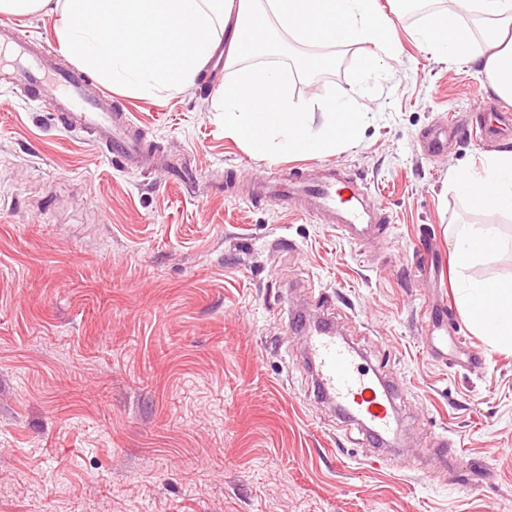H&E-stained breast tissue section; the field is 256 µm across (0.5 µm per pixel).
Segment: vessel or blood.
Returning a JSON list of instances; mask_svg holds the SVG:
<instances>
[{
	"label": "vessel or blood",
	"instance_id": "vessel-or-blood-1",
	"mask_svg": "<svg viewBox=\"0 0 512 512\" xmlns=\"http://www.w3.org/2000/svg\"><path fill=\"white\" fill-rule=\"evenodd\" d=\"M0 51L12 59L14 76L30 100L56 112L63 128L81 131L88 140L106 145L125 165L142 159L143 137L129 113L114 105L110 92L91 90V80L82 72L58 69L46 48L17 29L0 28ZM459 131L455 124L431 130L426 137L428 152L443 150ZM256 195L293 205L304 216L335 225L354 243L375 240L383 231V210L367 188L331 167H319L313 174L289 172L279 186H259ZM300 330L318 393L364 426L372 442L390 444L401 427L395 408L399 386L384 383L374 370L363 367L358 352L328 325L309 322L301 324Z\"/></svg>",
	"mask_w": 512,
	"mask_h": 512
}]
</instances>
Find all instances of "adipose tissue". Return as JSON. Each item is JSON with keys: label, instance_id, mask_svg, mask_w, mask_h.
I'll return each mask as SVG.
<instances>
[{"label": "adipose tissue", "instance_id": "adipose-tissue-1", "mask_svg": "<svg viewBox=\"0 0 512 512\" xmlns=\"http://www.w3.org/2000/svg\"><path fill=\"white\" fill-rule=\"evenodd\" d=\"M385 11L379 0H0V14L18 17L56 9L62 50L105 83L143 94L178 93L194 85L229 33L224 61V133L243 141L251 153L277 147L312 155L354 142L364 113L350 112L344 100L321 111L293 100L300 72H321L333 60L311 54L295 66H243V59L279 52L277 33L298 42L372 44L381 55L395 48V18L405 0ZM417 31L418 41L451 64L477 66L492 94L512 103V0H450ZM469 14L484 25L473 44L461 23ZM451 185L476 211L512 213V149L485 157L479 168L456 172ZM459 267L505 249L511 242L492 224H461L454 232ZM468 322L491 344H512V282L469 280L457 290Z\"/></svg>", "mask_w": 512, "mask_h": 512}]
</instances>
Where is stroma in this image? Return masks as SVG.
I'll return each instance as SVG.
<instances>
[{"label": "stroma", "instance_id": "35a3bbf8", "mask_svg": "<svg viewBox=\"0 0 512 512\" xmlns=\"http://www.w3.org/2000/svg\"><path fill=\"white\" fill-rule=\"evenodd\" d=\"M428 17L401 13L378 74L366 43L289 39L262 59L335 57L291 94L365 113L357 142L312 161L370 184L389 224L367 245L249 199L300 158L225 136L223 70L180 93L115 90L149 144L138 168L0 73V512H512V350L471 328L452 261L456 225L510 238L512 215L471 211L448 186L511 149L512 127L424 148L435 125L495 127L512 104L484 110V74L419 48ZM9 22L73 67L56 15ZM300 311L402 386L401 461L318 398L290 328Z\"/></svg>", "mask_w": 512, "mask_h": 512}]
</instances>
